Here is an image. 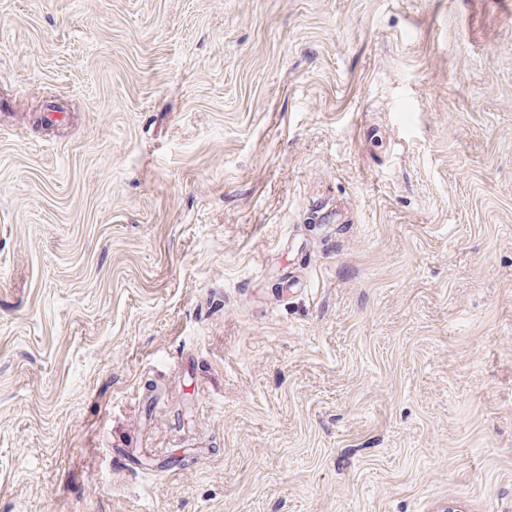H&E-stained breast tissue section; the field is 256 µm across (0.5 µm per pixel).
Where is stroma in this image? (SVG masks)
<instances>
[{
    "label": "stroma",
    "mask_w": 512,
    "mask_h": 512,
    "mask_svg": "<svg viewBox=\"0 0 512 512\" xmlns=\"http://www.w3.org/2000/svg\"><path fill=\"white\" fill-rule=\"evenodd\" d=\"M0 512H512V7L0 0Z\"/></svg>",
    "instance_id": "obj_1"
}]
</instances>
